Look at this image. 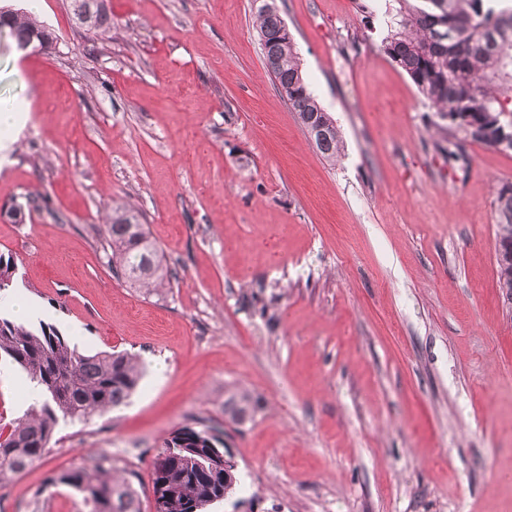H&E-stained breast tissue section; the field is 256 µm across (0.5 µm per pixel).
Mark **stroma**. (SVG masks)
I'll use <instances>...</instances> for the list:
<instances>
[{
    "label": "stroma",
    "instance_id": "1",
    "mask_svg": "<svg viewBox=\"0 0 512 512\" xmlns=\"http://www.w3.org/2000/svg\"><path fill=\"white\" fill-rule=\"evenodd\" d=\"M358 0H276L344 151L316 150L268 74L254 0H107L91 41L42 0L52 54L0 40V102L23 127L0 165V255L79 351L146 374L127 405L60 424L0 512H88L47 476L101 455L136 473L209 429L245 481L212 512H512V299L498 286V190L512 152L434 147L428 108ZM359 50H352L353 40ZM142 215L170 286L118 279L99 229ZM28 209L25 223L7 217ZM23 375L0 359V426ZM260 401L224 419L226 391Z\"/></svg>",
    "mask_w": 512,
    "mask_h": 512
}]
</instances>
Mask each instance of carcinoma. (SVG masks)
<instances>
[{
    "instance_id": "1",
    "label": "carcinoma",
    "mask_w": 512,
    "mask_h": 512,
    "mask_svg": "<svg viewBox=\"0 0 512 512\" xmlns=\"http://www.w3.org/2000/svg\"><path fill=\"white\" fill-rule=\"evenodd\" d=\"M364 0L362 11L382 16L387 33L380 49L412 80L427 102L441 135L435 148L448 162L468 165L466 141L512 151V4L505 0ZM106 0H93L90 22L77 21L93 36L110 31ZM265 67L288 106L327 159L344 145L336 121L309 90L296 46L274 3L255 14ZM16 46L47 54L58 37L36 15L0 7V30ZM496 265L499 287L512 298V185L496 197ZM107 263L132 286L160 291L169 271L131 206L112 207L111 222L100 228ZM16 264L0 254V292L12 287ZM0 354L18 368L41 399L0 428V488L46 455L60 423L82 421L124 404L144 375L141 361L120 352L85 354L44 325L33 330L0 317ZM259 400L247 391L224 398V418L240 425L253 419ZM219 439L185 427L165 442L152 461L155 512H209L236 490L238 468L224 459ZM69 487L92 512H141L133 482L112 473V457L101 455L49 476L42 491Z\"/></svg>"
}]
</instances>
